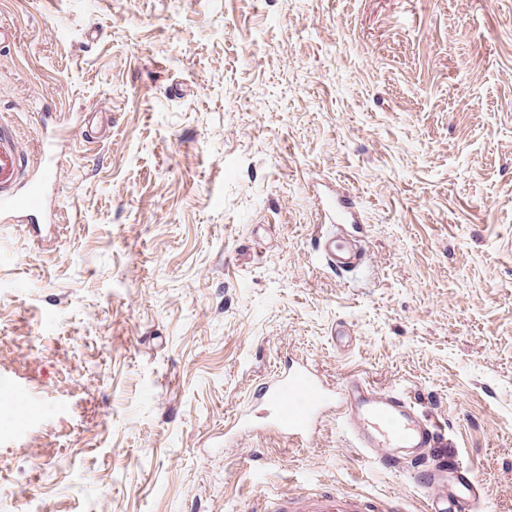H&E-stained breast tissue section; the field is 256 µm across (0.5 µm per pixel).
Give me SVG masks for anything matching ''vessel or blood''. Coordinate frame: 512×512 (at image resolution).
Returning <instances> with one entry per match:
<instances>
[{
  "label": "vessel or blood",
  "instance_id": "1",
  "mask_svg": "<svg viewBox=\"0 0 512 512\" xmlns=\"http://www.w3.org/2000/svg\"><path fill=\"white\" fill-rule=\"evenodd\" d=\"M55 156L43 149L25 156L9 128L0 126V223L12 224L39 212L52 221L41 200L53 185ZM332 229L321 235L316 250L326 265L343 272L365 263L369 249L360 237L345 233L354 223V207L346 197L323 202ZM271 408L268 427L299 442H311L320 413L329 407L347 416L345 433L364 456L392 466L413 463L415 482L428 494L426 512H477L483 494L469 478L470 466L458 453L435 452L438 432L422 414L420 403L400 389H378L358 377L340 386L323 383L310 363L280 371L258 389Z\"/></svg>",
  "mask_w": 512,
  "mask_h": 512
}]
</instances>
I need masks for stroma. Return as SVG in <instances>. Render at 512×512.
Masks as SVG:
<instances>
[{
    "label": "stroma",
    "instance_id": "35a3bbf8",
    "mask_svg": "<svg viewBox=\"0 0 512 512\" xmlns=\"http://www.w3.org/2000/svg\"><path fill=\"white\" fill-rule=\"evenodd\" d=\"M0 124L58 145L60 235L0 227V512H424L257 386L307 360L416 393L512 512V0H0ZM371 259L314 252L312 191ZM351 333L333 342V327ZM322 209L328 223L336 227L335 224H354V206L346 199V197L336 196L334 199L325 200L322 203ZM11 409L15 412L17 423L26 424L34 412L33 405L29 398L17 389L10 390L7 394Z\"/></svg>",
    "mask_w": 512,
    "mask_h": 512
}]
</instances>
